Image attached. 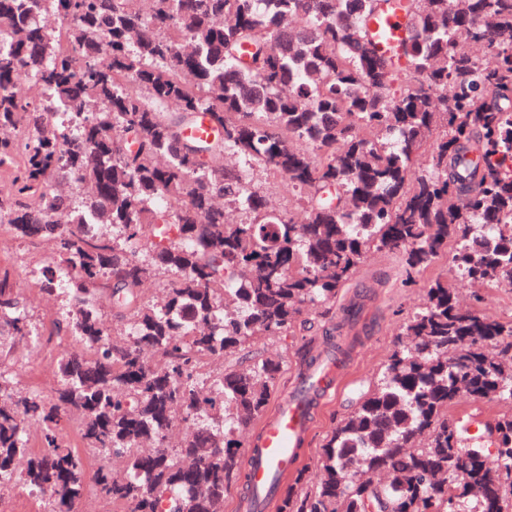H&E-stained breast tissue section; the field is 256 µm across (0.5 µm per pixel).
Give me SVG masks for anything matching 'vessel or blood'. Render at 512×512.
<instances>
[{
	"label": "vessel or blood",
	"instance_id": "1",
	"mask_svg": "<svg viewBox=\"0 0 512 512\" xmlns=\"http://www.w3.org/2000/svg\"><path fill=\"white\" fill-rule=\"evenodd\" d=\"M372 32L380 53L395 54L403 34L398 16L387 15L374 21ZM328 391L317 371H308L288 397L279 400L262 420L246 459L250 488L258 495V512H270L284 479L296 470L302 447L311 435L313 414Z\"/></svg>",
	"mask_w": 512,
	"mask_h": 512
}]
</instances>
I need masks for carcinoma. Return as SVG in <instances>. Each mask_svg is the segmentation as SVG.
I'll return each mask as SVG.
<instances>
[{
  "label": "carcinoma",
  "mask_w": 512,
  "mask_h": 512,
  "mask_svg": "<svg viewBox=\"0 0 512 512\" xmlns=\"http://www.w3.org/2000/svg\"><path fill=\"white\" fill-rule=\"evenodd\" d=\"M392 6L0 0V224L52 242L28 276L78 343L53 393L19 389L12 349L44 343L0 270V496L80 512L92 480L122 512H219L281 372L252 346L305 327L369 252L512 285V0H404L403 66L369 28ZM200 112L214 137L184 138ZM271 174L299 212L268 208ZM398 336L278 512H512V411L478 435L448 418L462 388L512 402V322L439 276Z\"/></svg>",
  "instance_id": "1"
}]
</instances>
